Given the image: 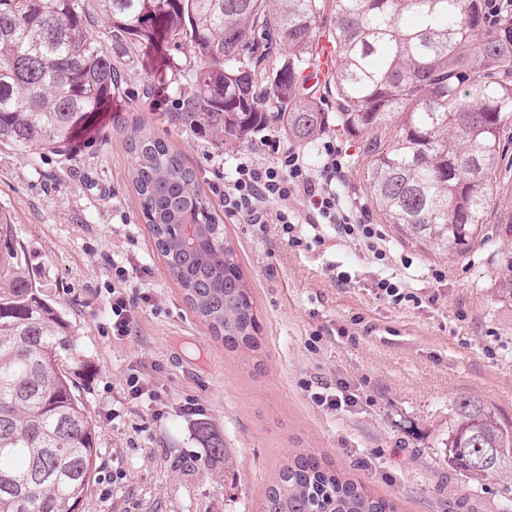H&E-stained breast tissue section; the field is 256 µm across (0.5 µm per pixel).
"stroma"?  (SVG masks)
I'll list each match as a JSON object with an SVG mask.
<instances>
[{
	"label": "stroma",
	"mask_w": 512,
	"mask_h": 512,
	"mask_svg": "<svg viewBox=\"0 0 512 512\" xmlns=\"http://www.w3.org/2000/svg\"><path fill=\"white\" fill-rule=\"evenodd\" d=\"M89 32L117 56L123 84L108 111L60 151L28 154L0 145V212L6 213L40 291L68 320L78 354L74 390L98 431L99 459L74 512H260L280 467L297 451L393 503L396 512H505L501 481L457 468L441 444L457 402L478 400L512 426V141L495 174L482 239L443 257L400 240L375 209L368 186L373 134L325 133L350 154L343 191L381 225L385 265L355 246L326 240L288 246L280 225L258 238L244 219H225L262 325L254 356L225 350L170 277L128 176L127 144L146 124L168 140L210 191L224 162L260 156L259 134L217 146L172 118L181 86L159 75L151 51L112 40L93 13ZM212 204H219L212 195ZM151 266L152 304L136 334L112 335L106 305L112 256ZM344 283H335L336 274ZM397 274L418 303L376 296L380 275ZM157 364L169 394L163 416L123 404L137 361ZM346 380L356 405H314L308 387ZM194 399L224 439L226 460L208 462L192 418Z\"/></svg>",
	"instance_id": "stroma-1"
}]
</instances>
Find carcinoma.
<instances>
[{
  "mask_svg": "<svg viewBox=\"0 0 512 512\" xmlns=\"http://www.w3.org/2000/svg\"><path fill=\"white\" fill-rule=\"evenodd\" d=\"M112 36L150 46L190 92L176 119L216 143L276 122L299 144L325 131L306 86L313 48L336 49L326 88L336 125L375 134L369 191L385 223L422 251L466 253L494 193L512 127V14L485 25L482 0H0V142L57 149L112 101L120 73L92 38L91 9ZM288 56L269 65L278 48ZM142 220L186 302L224 348L261 349V325L224 224L180 151L145 126L128 143ZM77 344L9 249L0 256V512H73L98 460L96 425L68 377ZM210 454L226 456L208 427ZM442 444L455 464L512 484V429L460 400ZM261 512H395L394 505L299 451Z\"/></svg>",
  "mask_w": 512,
  "mask_h": 512,
  "instance_id": "cac0c4a2",
  "label": "carcinoma"
}]
</instances>
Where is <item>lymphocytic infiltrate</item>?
I'll return each mask as SVG.
<instances>
[{"mask_svg": "<svg viewBox=\"0 0 512 512\" xmlns=\"http://www.w3.org/2000/svg\"><path fill=\"white\" fill-rule=\"evenodd\" d=\"M263 144L273 151V160L240 157L225 175L219 193L225 214L245 218L260 233L266 225H281L284 237L294 247L302 245L300 228L306 225L313 230L315 242H324L330 232L336 238L362 245L373 260H385L382 231L358 216L356 208L349 206L340 193L348 165V153L341 143L332 138L322 140L315 164L304 152L281 147L272 138H265ZM150 276L147 264L130 257L113 260L107 303L114 336L132 335L143 305L150 302L143 293L130 296L127 284H146Z\"/></svg>", "mask_w": 512, "mask_h": 512, "instance_id": "f902f5d3", "label": "lymphocytic infiltrate"}]
</instances>
